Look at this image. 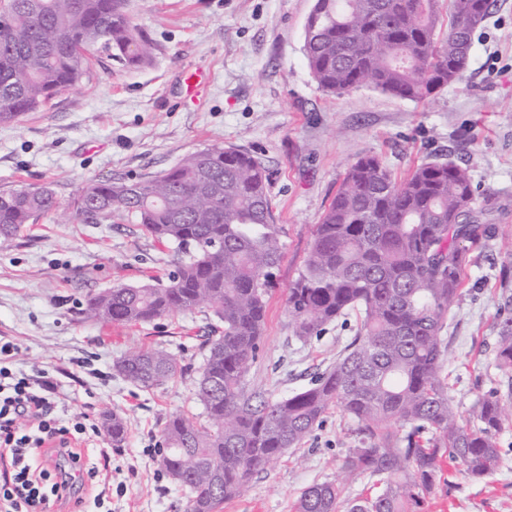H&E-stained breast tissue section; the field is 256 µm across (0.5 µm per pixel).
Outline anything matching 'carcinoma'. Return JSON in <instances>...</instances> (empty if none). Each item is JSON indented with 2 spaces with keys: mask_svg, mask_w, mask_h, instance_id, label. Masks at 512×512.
Listing matches in <instances>:
<instances>
[{
  "mask_svg": "<svg viewBox=\"0 0 512 512\" xmlns=\"http://www.w3.org/2000/svg\"><path fill=\"white\" fill-rule=\"evenodd\" d=\"M315 0L304 29V56L318 87L340 94L370 86L425 100L462 81L471 35L491 0ZM0 123L38 112L89 69L102 47L127 68L151 63L153 45L134 25L126 0H0ZM47 186L0 192V237L56 212ZM493 198L474 207L469 171L455 162H422L397 180L375 155L348 166L316 225L299 277L288 288L298 338L354 313L356 336L336 365L283 398L248 392L244 377L263 342L273 270L281 246L266 167L235 147L214 145L149 179L93 183L74 199L72 220H132L144 234L184 250L162 283L149 279L90 297L85 310L103 324H141L209 309L224 334L208 340L195 382L207 424L173 414L164 430L162 466L189 493L188 512H217L243 495L253 475L299 447L325 414L355 419L367 447L346 456V477L381 484L375 497L347 503L342 484L306 488L295 512H415L448 458L480 479L501 460L497 434L512 427V276L498 292L495 362L507 377L459 412L443 376L442 332L459 300L474 244L497 236ZM131 383L150 388L177 365L159 349H138L116 362ZM406 428L399 436L394 425ZM103 428L115 447L124 419Z\"/></svg>",
  "mask_w": 512,
  "mask_h": 512,
  "instance_id": "1",
  "label": "carcinoma"
}]
</instances>
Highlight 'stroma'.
I'll use <instances>...</instances> for the list:
<instances>
[{
  "instance_id": "35a3bbf8",
  "label": "stroma",
  "mask_w": 512,
  "mask_h": 512,
  "mask_svg": "<svg viewBox=\"0 0 512 512\" xmlns=\"http://www.w3.org/2000/svg\"><path fill=\"white\" fill-rule=\"evenodd\" d=\"M314 0H127L128 14L154 44L151 65L128 69L98 51L89 73L43 110L0 124V191L52 188L63 213L0 238V336L17 347L16 364L48 369L68 396L69 414L120 411L126 439L89 442L84 464L112 476L105 512H185L188 493L160 463L163 429L176 412L204 422L194 400L203 340L220 335L210 311L141 325H104L83 314L88 296L135 285L175 268L176 244H161L138 224H73L65 210L82 188L116 176L167 170L190 153L235 146L267 167L283 253L268 301L262 351L245 383L277 398L308 387L334 366L356 332L355 316L317 338H297L287 289L298 277L316 224L348 165L378 156L401 178L424 161L468 168L477 200L493 197L496 238L476 246L464 292L448 314L445 373L460 412L503 376L494 362L499 273L512 268V0H495L472 35L465 78L417 102L363 86L329 95L307 66L304 27ZM207 75L199 94L190 72ZM164 349L177 375L142 388L115 368L124 353ZM502 460L473 480L439 463L420 512H512V428L500 432ZM357 422L327 414L298 456L254 475L248 491L220 512H293L309 486L336 481L351 449L364 447Z\"/></svg>"
}]
</instances>
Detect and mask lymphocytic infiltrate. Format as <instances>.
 <instances>
[{
	"mask_svg": "<svg viewBox=\"0 0 512 512\" xmlns=\"http://www.w3.org/2000/svg\"><path fill=\"white\" fill-rule=\"evenodd\" d=\"M11 341L0 340V512H85L75 493L81 442L100 436L98 420L80 413L54 416L63 394L45 369H11Z\"/></svg>",
	"mask_w": 512,
	"mask_h": 512,
	"instance_id": "lymphocytic-infiltrate-1",
	"label": "lymphocytic infiltrate"
}]
</instances>
